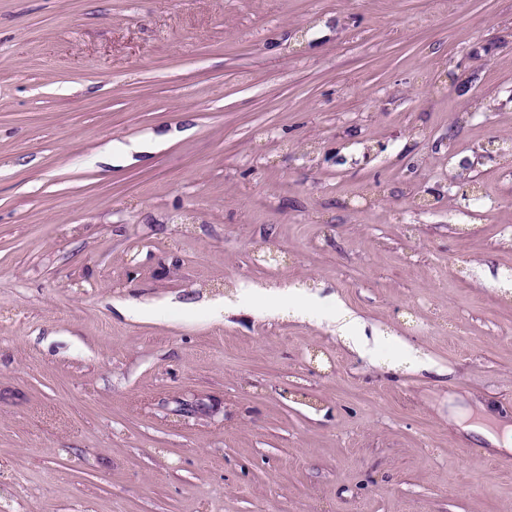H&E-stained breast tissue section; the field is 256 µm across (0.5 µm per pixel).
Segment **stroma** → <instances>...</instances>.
Here are the masks:
<instances>
[{
    "instance_id": "1",
    "label": "stroma",
    "mask_w": 512,
    "mask_h": 512,
    "mask_svg": "<svg viewBox=\"0 0 512 512\" xmlns=\"http://www.w3.org/2000/svg\"><path fill=\"white\" fill-rule=\"evenodd\" d=\"M472 424L512 0H0V512H512Z\"/></svg>"
}]
</instances>
